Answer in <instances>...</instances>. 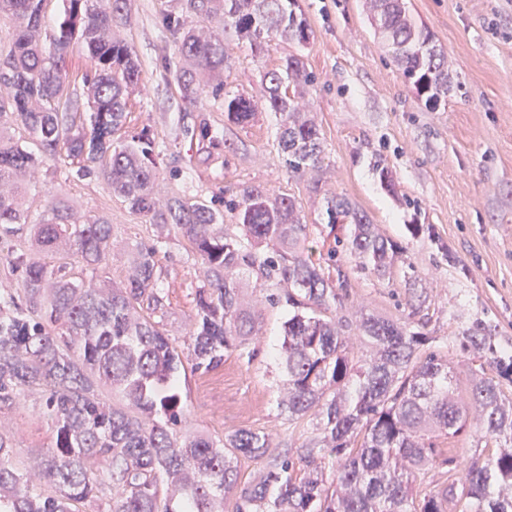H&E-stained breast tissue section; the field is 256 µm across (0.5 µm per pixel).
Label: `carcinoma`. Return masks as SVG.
I'll list each match as a JSON object with an SVG mask.
<instances>
[{
	"instance_id": "1",
	"label": "carcinoma",
	"mask_w": 512,
	"mask_h": 512,
	"mask_svg": "<svg viewBox=\"0 0 512 512\" xmlns=\"http://www.w3.org/2000/svg\"><path fill=\"white\" fill-rule=\"evenodd\" d=\"M45 0H0V19L14 27L0 45V263L16 287L0 288V410L23 398L38 400L36 414L50 443L23 456L0 430V512H512V397L492 378L474 376L471 390L452 388V361L422 351L425 323L413 326L373 312L355 325L336 314L349 287L342 269L325 275L313 259L310 228L294 199L243 185L224 199V210L174 197L156 199L162 145L142 128L126 144L114 143L125 125L129 96L141 63L117 33L127 0H62L55 27H45ZM298 0H174L164 24L178 46L176 80L182 98L197 102L203 89L224 97L236 124L249 122L256 103L228 88L224 32L259 54L272 36L305 44L310 38ZM393 61L432 110L448 100L451 77L444 52L428 28L416 25L404 0H369ZM194 16L196 23L188 18ZM79 46L91 60L82 76L90 111H64L72 79L67 58ZM264 104L279 116L278 147L291 171L315 167L320 131L302 106L316 78L289 55L263 74ZM52 162L78 165L101 179L129 209L148 218L153 243L131 249L128 274L114 284L103 276L112 224L100 216L75 219L70 201L51 194L39 219L27 177ZM240 233L224 230V212ZM330 232L340 226L328 260L352 259L362 270L391 273L398 248L368 215L345 198L325 201ZM176 239L198 256L201 285L187 353L178 351L155 313H165L157 288L159 254ZM52 256L56 263L44 261ZM89 273L77 278L69 262ZM257 287L274 286L273 305L285 297L280 373L288 420L307 418L317 436L297 455L272 454L265 433L241 429L222 439L189 426L181 375L209 372L233 350L254 356L251 345L261 309L245 303L242 275ZM496 327L477 320L460 346L482 354L502 379L512 381V351L495 344ZM360 342L364 350L354 349ZM490 438L496 452L484 464H461L455 484L425 494L417 479L443 453L432 433L448 443L467 432ZM267 460L251 482L238 483V457ZM336 459V490L323 483L326 457Z\"/></svg>"
}]
</instances>
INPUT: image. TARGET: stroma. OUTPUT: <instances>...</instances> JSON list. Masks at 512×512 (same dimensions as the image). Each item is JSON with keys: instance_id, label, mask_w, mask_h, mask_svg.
<instances>
[{"instance_id": "obj_1", "label": "stroma", "mask_w": 512, "mask_h": 512, "mask_svg": "<svg viewBox=\"0 0 512 512\" xmlns=\"http://www.w3.org/2000/svg\"><path fill=\"white\" fill-rule=\"evenodd\" d=\"M170 0H128L122 37L142 63L141 90L129 100L126 136L151 127L166 147L159 160V198L206 202L242 185L290 196L309 224L313 246H333L323 199L346 197L367 213L401 252L391 275L380 277L346 263L351 288L339 311L354 320L360 310L394 319L418 317L430 337L427 351L449 352L459 391H467L482 360L477 352L448 345L478 319L497 326L496 342L512 349V0H406L448 58L455 85L445 105L426 107L383 49L364 0H298L311 30L306 44L273 37L254 55L233 33L224 35L228 81L257 102L250 123L228 121L223 101L203 93L198 105L182 100L175 78L177 49L162 24ZM301 55L316 75L304 100L314 112L323 142L314 169L288 171L279 156L278 120L262 109L264 71L282 58ZM204 124L218 140L189 135ZM388 166L395 189L381 185L377 165ZM31 195L45 188L64 194L77 215H99L113 225L106 268L115 281L128 271L132 244L146 238L147 219L131 213L105 184L75 169L35 170ZM431 233L412 236L410 225ZM158 286L165 297L162 324L178 348H186L200 286L201 261L170 241ZM416 288H408L406 268ZM256 326L258 352L231 351L208 373L187 374L184 400L195 429L221 438L240 429L269 435L274 451L295 452L315 432L308 420H289L280 407L278 368L287 304L263 305ZM0 427L17 448L35 453L49 443L34 401L0 411Z\"/></svg>"}]
</instances>
